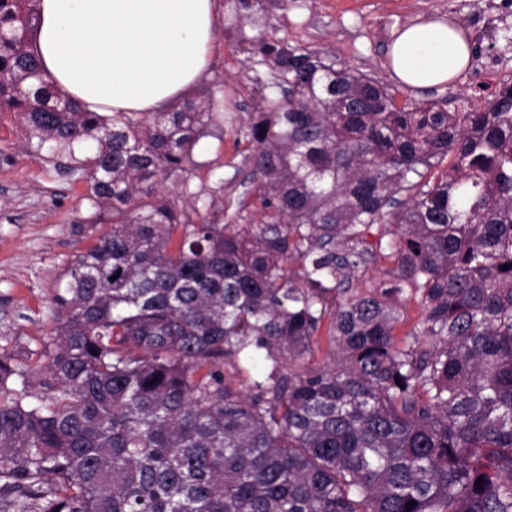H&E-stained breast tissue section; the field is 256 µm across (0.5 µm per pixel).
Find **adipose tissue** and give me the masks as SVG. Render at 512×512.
Segmentation results:
<instances>
[{
  "label": "adipose tissue",
  "instance_id": "1",
  "mask_svg": "<svg viewBox=\"0 0 512 512\" xmlns=\"http://www.w3.org/2000/svg\"><path fill=\"white\" fill-rule=\"evenodd\" d=\"M34 51L47 81L82 110L144 115L201 79L214 47L216 0H39ZM391 76L411 89L450 81L471 58L444 20L400 30Z\"/></svg>",
  "mask_w": 512,
  "mask_h": 512
}]
</instances>
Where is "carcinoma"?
<instances>
[{
    "instance_id": "carcinoma-1",
    "label": "carcinoma",
    "mask_w": 512,
    "mask_h": 512,
    "mask_svg": "<svg viewBox=\"0 0 512 512\" xmlns=\"http://www.w3.org/2000/svg\"><path fill=\"white\" fill-rule=\"evenodd\" d=\"M37 2L0 0V112L30 156L84 154L112 230L54 297L46 393L0 359V512H512V85L450 112L243 37L284 78L250 126L264 219L194 223L155 197L211 99L81 111L41 75ZM226 2L229 30L260 10ZM379 257L397 285L359 291ZM256 358L243 392L224 368Z\"/></svg>"
}]
</instances>
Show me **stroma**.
<instances>
[{"instance_id": "35a3bbf8", "label": "stroma", "mask_w": 512, "mask_h": 512, "mask_svg": "<svg viewBox=\"0 0 512 512\" xmlns=\"http://www.w3.org/2000/svg\"><path fill=\"white\" fill-rule=\"evenodd\" d=\"M486 0H263L268 39L320 53L326 61L367 75L400 96L447 100L452 112L484 108L494 89L479 82L487 59L500 68L499 86L512 84V15L502 17L492 43L477 44ZM461 24L472 40L469 65L451 81L423 91L398 87L391 76L389 47L395 32L425 19ZM218 29L211 64L189 96L218 104L211 124L192 149L183 172L167 180L163 196L174 199L185 219L259 223L263 209L251 180L253 143L249 126L274 83L270 68L235 49L239 33ZM79 172L31 158L10 116L0 117V356L22 365L28 390L43 395L45 367L57 326L53 297L66 288L79 255L107 234L110 223L94 219ZM82 232H75V225Z\"/></svg>"}]
</instances>
